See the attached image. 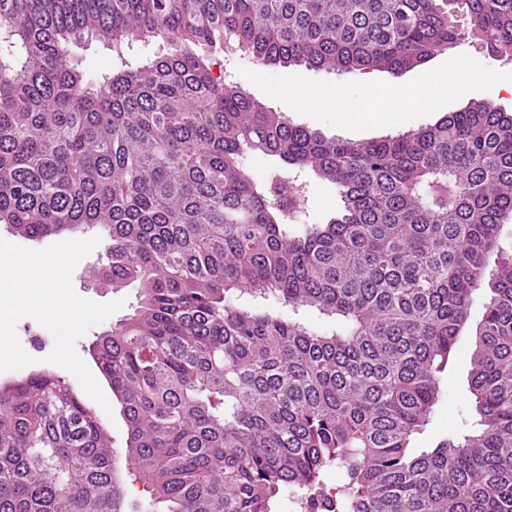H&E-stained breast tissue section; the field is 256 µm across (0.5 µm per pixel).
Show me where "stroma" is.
I'll use <instances>...</instances> for the list:
<instances>
[{
	"label": "stroma",
	"mask_w": 512,
	"mask_h": 512,
	"mask_svg": "<svg viewBox=\"0 0 512 512\" xmlns=\"http://www.w3.org/2000/svg\"><path fill=\"white\" fill-rule=\"evenodd\" d=\"M211 58L214 76L237 83L249 96L287 113L295 124L327 137L369 141L392 133L414 131L477 100H488L512 110V94L505 90L506 84L512 83V59L494 56L480 42L468 38L458 40L447 50L434 55L428 63L401 75L373 71L374 83L380 89L373 103L381 116L376 123L358 117L366 89L357 73L340 77L327 70L264 65L245 50L228 57L216 49ZM428 73L436 74L443 81L453 80L455 90L445 92L427 106L410 105L398 109L388 100L385 94L388 86L396 82L414 86ZM335 87L341 88V99L329 98V91ZM300 179L306 185L300 223L327 222L341 208L335 185L310 170L302 172ZM103 253V246H96L78 263L71 277L72 287L80 297L98 303L115 300L123 303L121 309L91 327L76 341V353L87 364L92 361L89 348L96 337L131 315L136 306L135 288H104L89 278L87 267L97 264ZM16 333L25 351L34 359L27 367L28 372L49 369L47 357L54 348L53 335L30 317L17 322ZM472 348L469 332H462L440 375L441 400L428 424L414 438L416 451L429 450L450 435L470 432L474 416L468 390Z\"/></svg>",
	"instance_id": "35a3bbf8"
}]
</instances>
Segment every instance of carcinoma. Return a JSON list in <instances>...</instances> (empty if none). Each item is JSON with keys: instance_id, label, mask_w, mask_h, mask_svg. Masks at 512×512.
<instances>
[{"instance_id": "obj_1", "label": "carcinoma", "mask_w": 512, "mask_h": 512, "mask_svg": "<svg viewBox=\"0 0 512 512\" xmlns=\"http://www.w3.org/2000/svg\"><path fill=\"white\" fill-rule=\"evenodd\" d=\"M512 56V0H0V225L95 230L103 287L137 289L92 360L128 430L52 371L0 383V512H130L123 473L162 512H272L284 487L337 512H512V113L471 101L417 131L328 138L217 80L200 46L267 64L398 75L460 35ZM153 59L108 76L88 40ZM278 157L267 179L240 162ZM310 169L325 224L292 223ZM495 269L486 274L490 257ZM489 291L469 391L477 429L415 453L438 374ZM333 316L319 334L241 302ZM75 58L83 61V66L94 74L109 73L118 65L112 51L98 41L72 47ZM300 181L306 184V189L298 224H324L340 210L336 185L320 179L312 170L302 172Z\"/></svg>"}]
</instances>
